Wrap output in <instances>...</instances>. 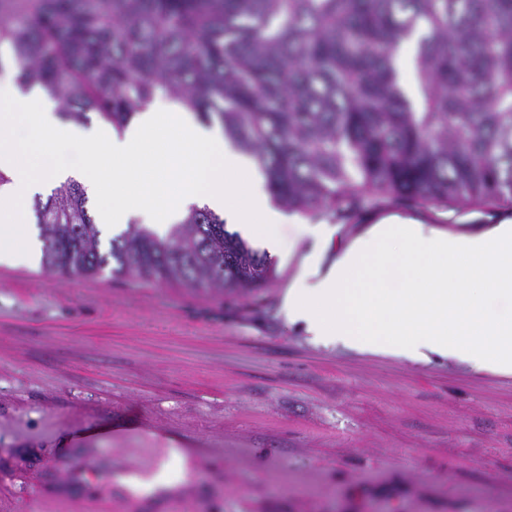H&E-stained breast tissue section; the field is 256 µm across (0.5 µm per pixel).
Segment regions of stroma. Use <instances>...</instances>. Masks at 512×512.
Segmentation results:
<instances>
[{"label": "stroma", "instance_id": "1", "mask_svg": "<svg viewBox=\"0 0 512 512\" xmlns=\"http://www.w3.org/2000/svg\"><path fill=\"white\" fill-rule=\"evenodd\" d=\"M390 215L467 232L512 206L392 200L327 258ZM302 255L246 296L0 265V512H512V376L314 343L279 313ZM163 465L176 495L124 496Z\"/></svg>", "mask_w": 512, "mask_h": 512}]
</instances>
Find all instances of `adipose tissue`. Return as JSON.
Returning a JSON list of instances; mask_svg holds the SVG:
<instances>
[{
	"instance_id": "1",
	"label": "adipose tissue",
	"mask_w": 512,
	"mask_h": 512,
	"mask_svg": "<svg viewBox=\"0 0 512 512\" xmlns=\"http://www.w3.org/2000/svg\"><path fill=\"white\" fill-rule=\"evenodd\" d=\"M0 171L10 177L0 189V263L38 258L27 204L70 180L111 195L102 217L116 230L136 215L162 232L205 206L269 257L287 252L284 218L252 159L163 94L119 133L61 123L41 94L1 82ZM333 232L299 227L305 256L281 302L288 324L325 346L414 363L435 355L512 375V223L456 234L389 216L329 261Z\"/></svg>"
}]
</instances>
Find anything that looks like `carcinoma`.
I'll return each instance as SVG.
<instances>
[{
	"label": "carcinoma",
	"mask_w": 512,
	"mask_h": 512,
	"mask_svg": "<svg viewBox=\"0 0 512 512\" xmlns=\"http://www.w3.org/2000/svg\"><path fill=\"white\" fill-rule=\"evenodd\" d=\"M412 39L418 102L396 66ZM2 45L16 82L77 124L120 133L158 93L182 101L290 212L512 204V0H0ZM32 211L61 276L243 294L276 277L206 207L163 235L132 223L105 250L79 183Z\"/></svg>",
	"instance_id": "1"
}]
</instances>
